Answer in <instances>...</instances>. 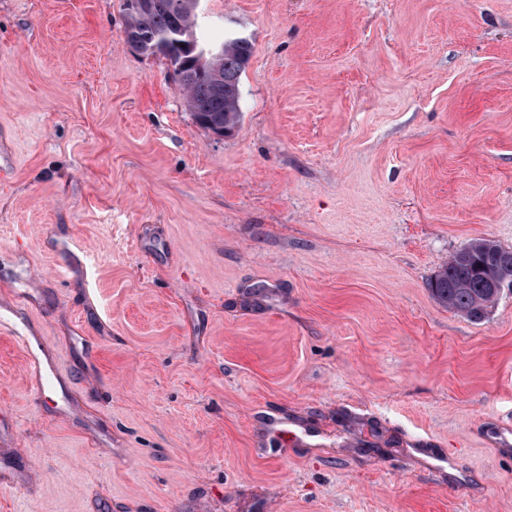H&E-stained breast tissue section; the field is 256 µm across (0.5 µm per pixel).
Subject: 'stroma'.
I'll list each match as a JSON object with an SVG mask.
<instances>
[{
	"mask_svg": "<svg viewBox=\"0 0 512 512\" xmlns=\"http://www.w3.org/2000/svg\"><path fill=\"white\" fill-rule=\"evenodd\" d=\"M253 45L198 126L122 0H0V512H512V0H203ZM263 288L262 298L253 291ZM512 266V250L493 239L479 238L455 252L430 283L434 299L470 321H483L512 280L510 266L501 279L503 263ZM1 331H8L27 349L37 348L39 354L30 357L27 377L34 390L42 391L50 378L67 380L69 373L63 368L60 353L52 348L47 336L38 335L31 328V318L18 322L8 315L0 316Z\"/></svg>",
	"mask_w": 512,
	"mask_h": 512,
	"instance_id": "1",
	"label": "stroma"
}]
</instances>
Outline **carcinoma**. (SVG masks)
Instances as JSON below:
<instances>
[{"instance_id": "1", "label": "carcinoma", "mask_w": 512, "mask_h": 512, "mask_svg": "<svg viewBox=\"0 0 512 512\" xmlns=\"http://www.w3.org/2000/svg\"><path fill=\"white\" fill-rule=\"evenodd\" d=\"M125 31L145 56L171 62L180 57L179 44L189 36L200 49L224 48L214 60L224 85L239 87L240 77L252 54L246 37L209 39L200 32L197 0H167L163 9L140 11L133 0H123ZM181 93L195 122L204 129L219 126L231 132L240 118V97L219 96L212 90L210 76L185 68ZM512 264V250L493 239L479 238L455 252L430 283L434 299L443 307L470 321H483L496 305L503 289L497 286L504 262Z\"/></svg>"}]
</instances>
